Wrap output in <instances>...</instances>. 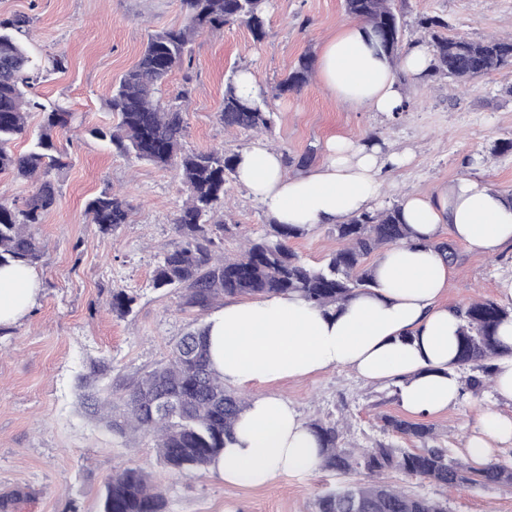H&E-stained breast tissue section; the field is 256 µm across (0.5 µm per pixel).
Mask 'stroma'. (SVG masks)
<instances>
[{
  "instance_id": "stroma-1",
  "label": "stroma",
  "mask_w": 512,
  "mask_h": 512,
  "mask_svg": "<svg viewBox=\"0 0 512 512\" xmlns=\"http://www.w3.org/2000/svg\"><path fill=\"white\" fill-rule=\"evenodd\" d=\"M403 49L420 43L419 15L442 17L448 35L478 39L512 34V0H404ZM28 17L20 34L41 64L59 59L33 92L42 102L70 109L69 128L55 134L66 165L49 173L58 186L55 206L34 228L41 258L37 302L23 319L0 331V494L21 488L26 498L11 512H100L101 493L113 471L138 463L148 468L168 499V512H313L323 490L346 478L325 471L285 475L270 486L224 483L213 473L178 477L157 461L152 441L118 436L95 416L91 398L102 390L125 392L165 360L190 326L209 313L185 305L181 291L157 289L159 255L180 242L174 218L185 196L173 170L119 155L93 137L91 128L115 124L107 107L116 80L137 62L149 33L185 24L182 0H0V20ZM343 0H272L262 40L240 25L198 34L192 60L169 76L162 97L182 98L188 122L184 147L234 153L263 141L279 148L296 168L327 159L335 137L373 139L406 162L384 169L378 206L408 196L429 197L460 178L481 179L512 194V151L493 154L512 139V70L476 80L464 90L445 79L409 81V107L399 114L353 110L318 81L281 95L277 85L303 54L318 55L324 41L347 22ZM251 70L274 113L270 132L231 129L216 114L231 70ZM121 193L126 224L106 234L92 224L88 201L102 191ZM218 214L227 231L216 253L235 255L244 236L262 233L265 206L236 179L225 184ZM292 248L311 265L338 247L334 229L316 225ZM442 297L458 307L483 296L496 298L499 276L512 274V246L493 258L461 249ZM136 298L129 315L111 309L112 293ZM265 392L284 395L307 419H335L349 448L399 445L382 432L381 414H401L394 384L369 383L339 366L305 379H282ZM512 415V403L489 392L467 394L448 411L427 416L437 443L465 458L466 441L483 409ZM417 494L445 501L448 512H512V485L443 488L409 483Z\"/></svg>"
}]
</instances>
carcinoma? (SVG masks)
Wrapping results in <instances>:
<instances>
[{"label": "carcinoma", "mask_w": 512, "mask_h": 512, "mask_svg": "<svg viewBox=\"0 0 512 512\" xmlns=\"http://www.w3.org/2000/svg\"><path fill=\"white\" fill-rule=\"evenodd\" d=\"M187 22L180 28L155 31L148 36L137 64L112 90L108 109L118 123L92 131L107 140L121 155L146 161L159 168H171L186 195L174 224L181 243L165 251L157 262L153 286L184 290V304L201 310L220 297H255L297 293L321 308H330L377 287L374 266L366 260L390 245L411 236L402 219L401 205L363 211L346 223L335 225L341 247L323 264L310 266L289 247V241L304 235L298 224L267 225L263 234L245 238L241 251L230 258L212 250L214 238L227 227L216 221L224 205L226 177L235 172L236 155L224 147L206 152L184 149L186 115L180 104L163 106L156 95L172 71L191 61L192 45L198 33L230 24L246 26L256 39L265 35L270 0H183ZM345 12L369 25L380 47L395 59L401 51L404 14L396 0H345ZM25 21H0V172L17 178L44 177L36 191L20 207L0 204V266L8 263L35 264L40 250L32 231L53 207L57 189L48 179L49 171L65 165L53 142L52 133L67 127L72 113L58 104H45L31 95L39 78L37 66L19 41ZM417 26L431 48L428 75L442 76L467 85L493 72L512 69V37L496 35L479 40L451 37L444 33L448 23L422 14ZM314 58L299 57L297 64L278 84V91H297L310 79ZM31 112L43 114L37 130L28 127ZM226 127L263 132L273 124L266 95L246 99L237 92L235 76L227 79L224 104L217 113ZM31 140L24 154L11 150L18 138ZM92 223L109 234L126 223V200L104 191L87 205ZM431 247L455 264L460 258L457 244L450 240ZM134 297L120 290L112 293V312H131ZM463 324L458 336L456 363L473 366L478 373L464 380V390L485 389L496 369L493 361L501 354L497 339L501 324L512 318V309L492 299H473L458 307ZM162 395L176 398L179 408L172 414L152 412ZM124 420L111 419L112 401L93 403V408L120 436L134 433L150 437L157 458L178 476H201L231 437L245 398L227 388L211 368L205 329L186 332L169 357L145 373L125 393ZM311 427L322 443L317 469L346 475L359 471L367 475L362 483L328 490L317 496L315 512H447L440 500L413 493L402 483L382 479L395 472L405 479L419 478L444 487L511 486L512 466L487 462L476 464L448 454L433 445L434 427L398 415L380 417V428L405 443L394 448L377 443L358 451L342 447V430L334 422L314 420ZM164 489L152 483L140 466L115 471L105 485L101 512H167Z\"/></svg>", "instance_id": "obj_1"}]
</instances>
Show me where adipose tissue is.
I'll list each match as a JSON object with an SVG mask.
<instances>
[{"label": "adipose tissue", "instance_id": "obj_1", "mask_svg": "<svg viewBox=\"0 0 512 512\" xmlns=\"http://www.w3.org/2000/svg\"><path fill=\"white\" fill-rule=\"evenodd\" d=\"M423 46L393 62L376 46L370 27L343 24L323 45L317 75L342 104L393 113L403 103V79H424ZM318 168L288 174L282 151L257 143L239 151L235 176L280 224H342L373 209L378 175L393 155L372 140L331 141ZM402 217L409 241L386 247L375 264L378 286L348 303L321 309L300 295L226 302L206 322L210 361L225 382L251 390L231 441L212 462L225 482L265 487L281 475L305 474L320 460V442L307 420L282 395L252 388L305 378L336 366L372 382L402 379V407L416 415L447 410L460 399L457 331L462 319L440 298L451 268L433 249L447 238L496 256L512 245V196L477 179L441 186L433 197H407ZM40 288L32 267H0V328L22 319ZM512 443V416L480 412L467 441L472 460L492 444Z\"/></svg>", "mask_w": 512, "mask_h": 512}]
</instances>
